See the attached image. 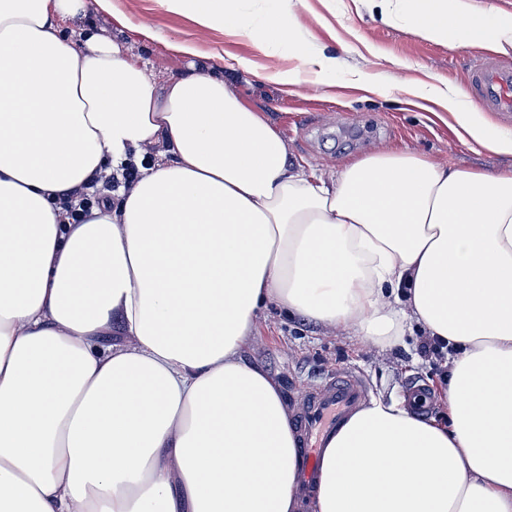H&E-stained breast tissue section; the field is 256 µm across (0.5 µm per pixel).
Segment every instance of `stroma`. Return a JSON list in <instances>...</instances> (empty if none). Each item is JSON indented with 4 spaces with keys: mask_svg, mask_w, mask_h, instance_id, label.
I'll return each mask as SVG.
<instances>
[{
    "mask_svg": "<svg viewBox=\"0 0 512 512\" xmlns=\"http://www.w3.org/2000/svg\"><path fill=\"white\" fill-rule=\"evenodd\" d=\"M108 12L80 13L61 28L72 42L102 32L123 54L145 64L159 82L186 74L192 62L218 69L239 96L280 133L290 160L323 178L335 176L349 158L395 147L453 168L496 172L512 167V157L472 146L460 137L453 116L427 101L411 104L395 83L439 88L465 87L470 62L484 51L471 45L438 44L405 26L374 21L360 0H292L301 40L336 56L340 65L328 82L306 74L300 85L284 87L238 68L241 60L270 74L291 69L290 48L261 49L259 36L228 37L223 28H203L189 16L169 11L162 0H111ZM125 26H118L117 18ZM190 41L191 58L174 43ZM421 327L403 344L365 341L350 329H331L269 306L243 348L244 359L262 367L279 384L286 404L320 386L337 369L360 373L372 397L405 396L414 384L430 389L426 419L446 421L443 398L446 364L420 355Z\"/></svg>",
    "mask_w": 512,
    "mask_h": 512,
    "instance_id": "1",
    "label": "stroma"
}]
</instances>
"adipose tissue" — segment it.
Returning <instances> with one entry per match:
<instances>
[{
    "label": "adipose tissue",
    "instance_id": "1",
    "mask_svg": "<svg viewBox=\"0 0 512 512\" xmlns=\"http://www.w3.org/2000/svg\"><path fill=\"white\" fill-rule=\"evenodd\" d=\"M250 35L240 0H164ZM440 44L512 51V16L467 0H362ZM109 0H0V512H298L300 442L242 347L261 312L449 347L448 420L373 399L320 460L315 512H512V169L406 150L325 181L208 65L158 83L116 43L76 51L58 22ZM285 86L336 59L298 43ZM475 146L512 133L464 90L430 93ZM106 214L59 221L62 194L143 148ZM132 345H108L112 328Z\"/></svg>",
    "mask_w": 512,
    "mask_h": 512
}]
</instances>
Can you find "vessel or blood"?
Segmentation results:
<instances>
[{
    "label": "vessel or blood",
    "mask_w": 512,
    "mask_h": 512,
    "mask_svg": "<svg viewBox=\"0 0 512 512\" xmlns=\"http://www.w3.org/2000/svg\"><path fill=\"white\" fill-rule=\"evenodd\" d=\"M472 95L490 112H512V66L484 56L477 58L469 79ZM368 397L364 379L342 369L295 408L292 424L301 443L299 490L312 497L319 476L318 461L331 436L362 408Z\"/></svg>",
    "instance_id": "b4317fda"
}]
</instances>
